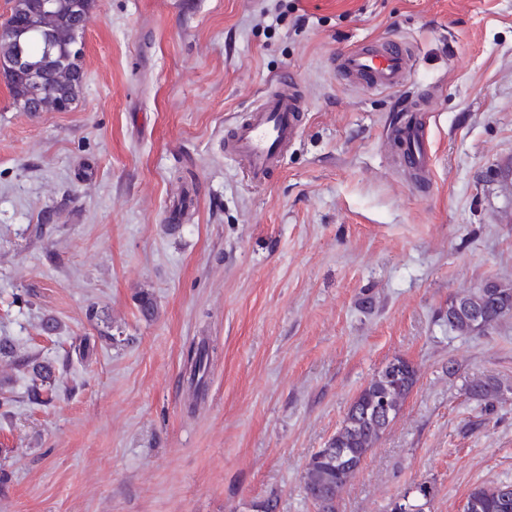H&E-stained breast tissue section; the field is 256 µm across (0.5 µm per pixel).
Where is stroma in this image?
<instances>
[{
    "label": "stroma",
    "instance_id": "stroma-1",
    "mask_svg": "<svg viewBox=\"0 0 512 512\" xmlns=\"http://www.w3.org/2000/svg\"><path fill=\"white\" fill-rule=\"evenodd\" d=\"M397 38L431 89L421 185L388 139L401 94L330 65ZM82 39L70 111H22L0 78V337L58 364L39 405L0 360V512H319L305 466L397 356L417 383L336 512L512 485V317L447 321L512 281V0H93ZM287 69L306 110L256 186L224 138ZM201 342L220 356L193 405ZM485 376L490 410L464 387ZM472 312L479 313V322L472 320ZM511 315L512 283L508 282L489 280L478 291L448 303V325L461 336L484 332Z\"/></svg>",
    "mask_w": 512,
    "mask_h": 512
}]
</instances>
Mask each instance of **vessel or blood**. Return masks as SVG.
Wrapping results in <instances>:
<instances>
[{
  "instance_id": "vessel-or-blood-1",
  "label": "vessel or blood",
  "mask_w": 512,
  "mask_h": 512,
  "mask_svg": "<svg viewBox=\"0 0 512 512\" xmlns=\"http://www.w3.org/2000/svg\"><path fill=\"white\" fill-rule=\"evenodd\" d=\"M411 60L410 50L401 42L384 41L346 50L333 59L332 66L350 85L397 91L411 75ZM304 109L298 86L282 75L249 119L233 129L224 150L238 161L250 183L263 184L279 163L284 147L298 135L299 115ZM425 110V101L407 104L390 132L397 160L419 181L430 172Z\"/></svg>"
}]
</instances>
